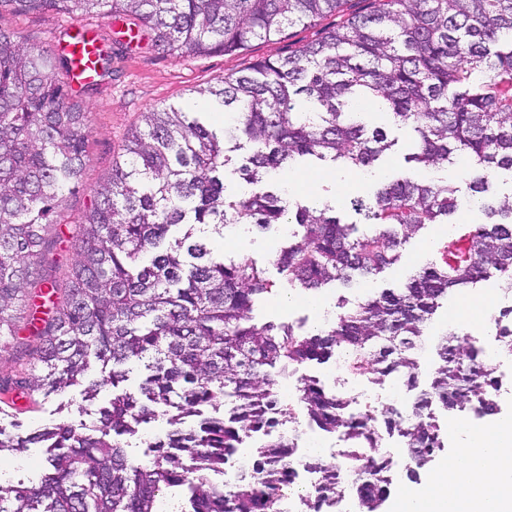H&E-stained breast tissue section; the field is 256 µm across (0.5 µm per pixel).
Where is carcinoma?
<instances>
[{"mask_svg": "<svg viewBox=\"0 0 512 512\" xmlns=\"http://www.w3.org/2000/svg\"><path fill=\"white\" fill-rule=\"evenodd\" d=\"M0 0V13L130 15L165 55L234 54L279 39L296 25L336 17L334 27L285 56L256 62L208 94L228 114L220 130L199 112L172 105L146 113L123 159L74 221V262L57 277L54 224L82 182L91 112L73 93L71 60L0 29V353L17 344L16 371L0 379V413L16 418L47 398L80 389L89 422L8 432L0 453L49 450L41 480L0 482V512H157L161 487L187 485L179 512H279L292 483L296 444L277 437L241 462L232 486L201 470L224 471L242 443L287 421L269 370L325 362L345 353L348 370L397 375L418 387L420 344L440 300L492 277L512 289V0ZM377 103L413 129L409 161L445 169L468 162L466 198L437 177L379 174L351 207L375 227L336 215L326 202L283 197L276 176L306 159L370 170L392 147L366 121ZM249 190L229 196L228 168ZM485 220L459 222L463 206ZM292 224V241L272 264L309 298L334 282L377 275L430 224H448L441 244L400 287L337 314L315 334L253 322L272 292L264 268L245 255L215 254L197 228L232 224L267 230ZM28 316L32 342L18 341ZM497 319L512 354V322ZM439 366L406 414L349 413L346 399L305 377L298 387L310 423L353 445L347 462L313 463L321 481L300 501L331 512L359 470V512H379L392 484L389 457L375 452L379 427L397 433L414 467L443 448L435 408L477 417L497 410L499 382L474 339L452 333L436 345ZM112 386L108 405L95 400ZM169 430L149 442L150 463L125 447L159 415Z\"/></svg>", "mask_w": 512, "mask_h": 512, "instance_id": "obj_1", "label": "carcinoma"}]
</instances>
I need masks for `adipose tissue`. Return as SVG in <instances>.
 Wrapping results in <instances>:
<instances>
[{
  "mask_svg": "<svg viewBox=\"0 0 512 512\" xmlns=\"http://www.w3.org/2000/svg\"><path fill=\"white\" fill-rule=\"evenodd\" d=\"M461 444L419 487L396 485L391 512H512V416L477 425L454 420Z\"/></svg>",
  "mask_w": 512,
  "mask_h": 512,
  "instance_id": "obj_1",
  "label": "adipose tissue"
}]
</instances>
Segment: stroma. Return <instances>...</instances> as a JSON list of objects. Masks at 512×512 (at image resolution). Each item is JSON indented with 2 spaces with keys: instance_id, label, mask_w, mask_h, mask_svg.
Instances as JSON below:
<instances>
[{
  "instance_id": "obj_1",
  "label": "stroma",
  "mask_w": 512,
  "mask_h": 512,
  "mask_svg": "<svg viewBox=\"0 0 512 512\" xmlns=\"http://www.w3.org/2000/svg\"><path fill=\"white\" fill-rule=\"evenodd\" d=\"M334 17H327L316 26L296 25L274 40H255L249 51L239 54H205L173 57L154 50L145 34H134V20L125 15L104 13L94 16H69L53 12L0 14V28L17 33L27 42L53 51L65 46V32L73 25L83 26L95 36L99 46L112 57V73L98 79L93 91L84 99L92 114V133L86 146L84 179L64 202L60 222L73 221L90 203L95 188L112 174V164L123 153L130 133L143 124V114L152 108L175 104L186 109H208L209 120L222 127L221 111L211 109L210 101L200 96V89L222 85L225 77L238 73L262 58L288 54L298 45L318 38L323 28L332 26ZM307 181L294 185L293 195L320 196L341 201L366 196L374 183L373 173L345 170L332 164L303 169ZM287 226L266 233L249 224L225 228L223 233H208L207 244L215 252L245 254L258 265L266 267L273 284L271 295L256 305V322H289L314 331L331 322L342 309H347L378 288H393L406 276L424 265L430 254L421 240H409L400 251L397 264L370 279L355 280L352 286L336 285L321 289L318 307H310L307 298L292 288L276 269L270 268L273 252L287 240ZM493 282L449 294L433 322L434 333H443L450 325L468 330L472 309L489 293ZM80 397L72 392L45 400L37 412L24 414V423L35 426L48 421H66L81 425L86 416L79 409ZM44 464L41 449L13 457L0 456V480L12 484L35 481Z\"/></svg>"
}]
</instances>
